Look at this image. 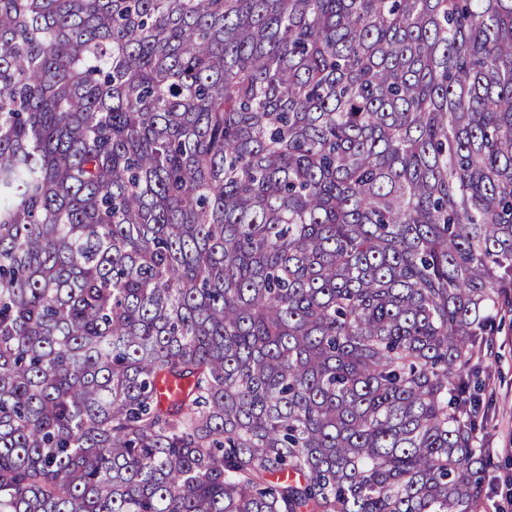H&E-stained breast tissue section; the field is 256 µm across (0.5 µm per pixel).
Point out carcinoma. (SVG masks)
<instances>
[{
  "label": "carcinoma",
  "mask_w": 512,
  "mask_h": 512,
  "mask_svg": "<svg viewBox=\"0 0 512 512\" xmlns=\"http://www.w3.org/2000/svg\"><path fill=\"white\" fill-rule=\"evenodd\" d=\"M512 308V0H0V512H477ZM493 336V355L484 364L478 438L490 448L508 446L512 432V313L498 315ZM491 373L490 387L488 375ZM493 390H492V389ZM502 448V449H508Z\"/></svg>",
  "instance_id": "1"
}]
</instances>
